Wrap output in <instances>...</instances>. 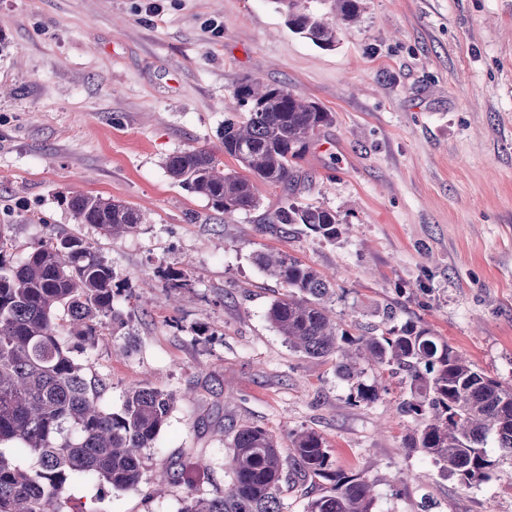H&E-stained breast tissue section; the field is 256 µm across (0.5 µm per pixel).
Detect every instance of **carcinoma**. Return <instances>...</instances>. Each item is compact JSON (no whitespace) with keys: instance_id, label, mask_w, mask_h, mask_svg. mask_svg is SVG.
Instances as JSON below:
<instances>
[{"instance_id":"1","label":"carcinoma","mask_w":512,"mask_h":512,"mask_svg":"<svg viewBox=\"0 0 512 512\" xmlns=\"http://www.w3.org/2000/svg\"><path fill=\"white\" fill-rule=\"evenodd\" d=\"M288 0V25L319 47L335 46L340 25L359 21L361 0H330L332 18L297 8ZM251 108L241 120L224 121L222 153L251 177L224 168L216 152L190 147L168 156L169 176L232 219L260 206L257 183L277 187L296 177L298 161L333 115L285 86L247 80ZM62 203L80 224H93L112 239L138 230L143 215L123 201L73 190ZM273 224H302L334 239L336 210L287 202ZM11 238L0 230V512H59L68 480L81 478L115 490L138 491L149 460L147 450L167 424L176 395L149 384L125 391L121 408L102 407L89 365L72 355L69 340L93 346L102 321L116 330L125 324L114 306L112 267L81 237L52 238L22 260H7ZM254 262L284 288L267 319L288 346L311 358L335 361L336 375L355 391L358 403L379 396L367 383L368 367L400 373L405 395L398 413L414 427L410 449L428 456L446 475L471 487L492 478V440L512 456V386L486 375L430 330L395 322L378 334L354 336L328 306L331 278L283 251L263 250ZM67 315L66 332L57 323ZM292 456L284 458L276 435L259 426L232 429L226 467L233 475L224 494L188 493L182 512H283L280 487L290 472L333 483L311 499L305 512H373V483L332 469L325 440L312 429L291 434ZM35 458L25 469L14 455ZM172 484L192 486L185 462L165 470Z\"/></svg>"}]
</instances>
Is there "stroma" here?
<instances>
[{"instance_id":"stroma-1","label":"stroma","mask_w":512,"mask_h":512,"mask_svg":"<svg viewBox=\"0 0 512 512\" xmlns=\"http://www.w3.org/2000/svg\"><path fill=\"white\" fill-rule=\"evenodd\" d=\"M359 22L322 49L293 33L274 0H0V225L21 260L56 235L90 241L121 290L124 328L104 323L74 348L102 381L101 403L151 384L176 392L144 485L198 456L193 488L147 497L69 481L61 512H181L187 493L232 481L230 426L279 438L311 429L335 469L375 485L374 512H512V457L464 487L406 448L400 379L355 403L333 361L291 350L267 310L281 285L252 260L278 249L335 280L352 334L386 311L512 385V0H363ZM284 85L332 112L288 189L260 186L258 209L225 221L168 175L191 146L221 150L245 80ZM122 200L146 221L111 239L77 223L62 195ZM339 212L333 240L271 223L284 199ZM185 271L153 289L146 271ZM235 399L225 402V390Z\"/></svg>"}]
</instances>
